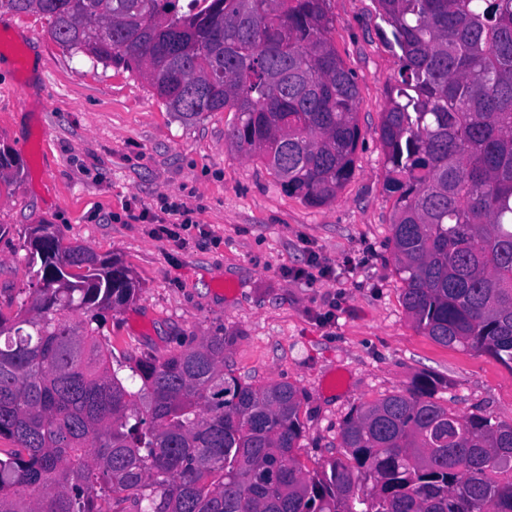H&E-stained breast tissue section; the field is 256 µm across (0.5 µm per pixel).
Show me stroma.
Instances as JSON below:
<instances>
[{
	"mask_svg": "<svg viewBox=\"0 0 512 512\" xmlns=\"http://www.w3.org/2000/svg\"><path fill=\"white\" fill-rule=\"evenodd\" d=\"M329 11L330 38L357 83L361 136L349 182L313 207L231 150L232 113L182 121L139 73L63 49L48 16L0 9V148L19 166L0 193V312L14 314L34 278L30 227L52 225L139 282L131 302L103 314L116 359L228 338L226 363L241 382L299 390L298 457L311 468L339 454L357 407L422 376L458 415L512 424V370L433 341L405 312L378 136L399 50L376 0H329ZM166 198L195 211L186 242L130 215ZM314 259L326 274L293 277Z\"/></svg>",
	"mask_w": 512,
	"mask_h": 512,
	"instance_id": "stroma-1",
	"label": "stroma"
}]
</instances>
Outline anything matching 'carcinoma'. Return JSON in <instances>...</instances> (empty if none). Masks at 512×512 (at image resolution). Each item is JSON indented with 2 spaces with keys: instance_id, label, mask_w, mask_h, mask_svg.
Instances as JSON below:
<instances>
[{
  "instance_id": "cac0c4a2",
  "label": "carcinoma",
  "mask_w": 512,
  "mask_h": 512,
  "mask_svg": "<svg viewBox=\"0 0 512 512\" xmlns=\"http://www.w3.org/2000/svg\"><path fill=\"white\" fill-rule=\"evenodd\" d=\"M327 2L0 8L49 16L60 46L138 72L180 119L234 113L229 146L322 206L350 179L360 139ZM377 2L401 52L378 135L403 306L434 341L512 369V0ZM50 228L29 232L36 287L0 313V437L14 444L0 448V512H512V425L455 414L427 377L356 408L344 457L310 470L295 453L298 389L240 382L225 337L114 360L93 323L138 281Z\"/></svg>"
}]
</instances>
